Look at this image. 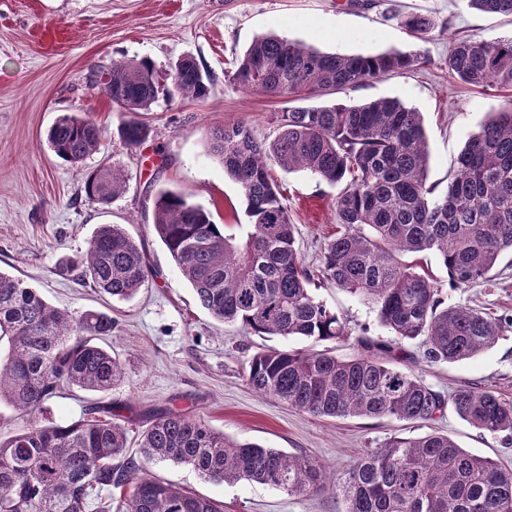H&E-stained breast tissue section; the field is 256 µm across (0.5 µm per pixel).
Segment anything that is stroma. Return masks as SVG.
I'll use <instances>...</instances> for the list:
<instances>
[{"label":"stroma","mask_w":512,"mask_h":512,"mask_svg":"<svg viewBox=\"0 0 512 512\" xmlns=\"http://www.w3.org/2000/svg\"><path fill=\"white\" fill-rule=\"evenodd\" d=\"M396 4L401 13L432 17L435 27L426 40L384 21L380 0H0V271L60 309L111 315L114 328L102 344L119 358L124 374L108 397L131 405L140 424L156 410H179L230 439L310 456L339 477L390 438L434 429L512 470V441L477 430L450 406L424 425L316 417L257 394L246 382L249 358L268 347L300 348L303 340L254 336L239 325L217 322L199 306L152 227L153 195L164 185L210 210L226 233H244L248 218L240 188L209 153L208 143L214 129L237 122L257 139L276 137L286 100L245 91L228 76L251 41L269 34L346 55L424 53L427 61L419 68L367 82L342 100L394 98L416 108L428 143V182L435 195H444L466 141L512 99L511 92L454 79L448 54L458 38L492 42L512 35V16L477 11L469 0ZM183 56L210 73L208 98L158 100L144 115L150 137L128 145L118 133L121 116L102 85L92 84L93 73L143 57L164 70ZM66 113L91 117L105 129L97 150L78 164L57 158L47 143L49 128ZM103 166L120 169L125 188L110 204L98 205L86 200L84 184ZM274 176L284 188L304 262L319 265L336 231L340 186L304 171L279 169ZM102 224L122 225L146 253L151 272L130 299H114L60 272ZM418 261L448 304L512 317V254L501 259L490 282L473 288L453 287L434 254H421ZM312 291L348 326L346 340L328 345L336 357L357 355L360 338L383 336L370 305L328 283ZM410 351L415 358L409 369L443 396L471 386L512 402V329L490 350L460 363L429 364L418 359V346ZM151 471L223 502L224 512L343 508L329 489L291 496L257 483L211 482L170 462L152 464Z\"/></svg>","instance_id":"obj_1"}]
</instances>
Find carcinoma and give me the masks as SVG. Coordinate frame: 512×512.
I'll use <instances>...</instances> for the list:
<instances>
[{"instance_id": "cac0c4a2", "label": "carcinoma", "mask_w": 512, "mask_h": 512, "mask_svg": "<svg viewBox=\"0 0 512 512\" xmlns=\"http://www.w3.org/2000/svg\"><path fill=\"white\" fill-rule=\"evenodd\" d=\"M470 3L512 16V0ZM382 5L385 20L418 39L434 28L427 16L401 14L392 0ZM423 63L419 53H327L261 35L229 77L274 97L317 98ZM448 71L465 84L511 90L512 36L491 43L455 40ZM100 81L123 114L120 133L129 145L149 137L140 116L160 97L203 101L210 93L209 77L191 56L171 65L164 83L149 58L115 62ZM101 133L97 122L64 114L47 143L58 158L76 164L97 149ZM209 151L240 187L246 237L225 234L210 211L181 192L162 188L154 196V230L200 306L259 336L339 341L348 331L336 311L313 295L317 274L371 304L389 334L385 341L360 339L363 352L349 359L325 349L266 348L248 362L246 381L255 392L316 417L410 423L433 421L450 403L473 427L512 436L511 402L470 387L448 401L401 367L408 345L419 344L428 363H459L491 349L505 325L512 326V319L446 304L436 281L404 260L431 252L455 287L471 288L488 282L502 254L512 253L511 104L466 143L443 196L427 184L422 116L397 99L290 107L274 140L261 141L238 122L214 130ZM275 165L343 185L336 197L341 230L325 244L315 272L296 247L295 225L271 173ZM123 184L120 170L100 168L87 178L85 197L107 204ZM65 272L82 285L129 299L145 285L148 264L121 225L103 224ZM113 328L103 312L74 316L0 272V404L42 413L73 386L111 391L123 368L96 339L112 335ZM117 410L98 401L77 420L36 421L0 438V512H89L92 506L97 512H224L221 502L154 477L148 464L158 460L190 465L214 482H254L290 495L331 484L344 512H512V472L439 431L395 436L331 481L316 460L231 440L172 409L151 416L132 456L129 429Z\"/></svg>"}]
</instances>
